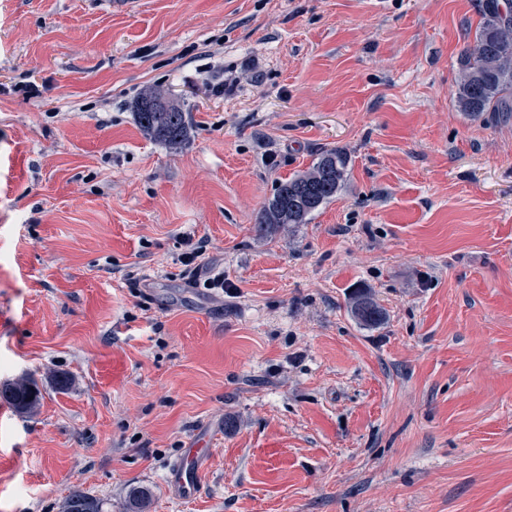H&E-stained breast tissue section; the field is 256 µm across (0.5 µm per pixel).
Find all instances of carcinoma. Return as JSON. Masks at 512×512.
<instances>
[{"mask_svg":"<svg viewBox=\"0 0 512 512\" xmlns=\"http://www.w3.org/2000/svg\"><path fill=\"white\" fill-rule=\"evenodd\" d=\"M460 79L455 103L459 111L472 119L487 112L512 116V8L500 0H487L483 21L476 31L473 47L460 56ZM136 122L150 137L177 148L189 139L186 112L170 101L163 90L145 88L136 99ZM347 156L336 149L323 152L306 171L279 183L272 198L263 204L258 231L271 233L293 224L309 223L311 215L341 192L345 181ZM350 312L358 324L377 327L386 313L371 292L356 288L350 297ZM0 398L20 413L33 411L39 391L28 383L0 386ZM150 498L144 490L129 495L127 512H146ZM61 512H103V502L73 488L65 497Z\"/></svg>","mask_w":512,"mask_h":512,"instance_id":"1","label":"carcinoma"}]
</instances>
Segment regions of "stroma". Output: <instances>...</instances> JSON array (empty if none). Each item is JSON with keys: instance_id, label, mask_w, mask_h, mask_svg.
<instances>
[{"instance_id": "1", "label": "stroma", "mask_w": 512, "mask_h": 512, "mask_svg": "<svg viewBox=\"0 0 512 512\" xmlns=\"http://www.w3.org/2000/svg\"><path fill=\"white\" fill-rule=\"evenodd\" d=\"M481 2L0 0V384L41 392L0 399V512H512V118L455 106ZM329 149L343 191L258 232ZM136 122L150 137L177 148L189 139L190 125L187 113L171 102L163 90L145 88L136 99ZM350 312L358 324L377 327L384 323L386 313L367 288H355L350 297ZM0 397L18 412L29 413L38 405L39 391L28 383L4 384L0 388ZM200 446L186 448L182 458L168 471V482L180 497H195L201 489L200 476L207 462L208 450ZM61 512H103V502L73 487L63 501Z\"/></svg>"}]
</instances>
